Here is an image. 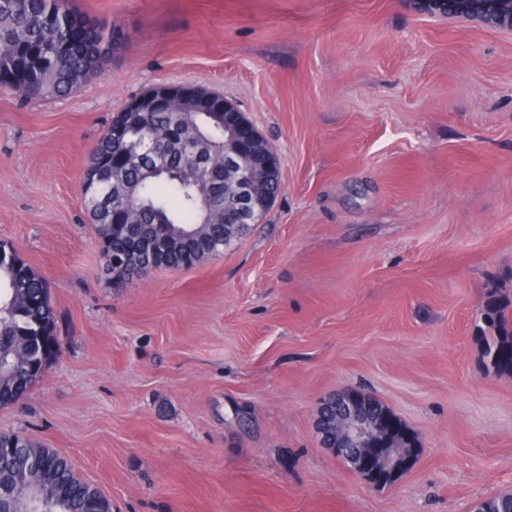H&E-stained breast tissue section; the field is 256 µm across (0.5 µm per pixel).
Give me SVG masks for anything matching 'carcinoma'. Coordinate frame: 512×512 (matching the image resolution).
Returning <instances> with one entry per match:
<instances>
[{
	"label": "carcinoma",
	"mask_w": 512,
	"mask_h": 512,
	"mask_svg": "<svg viewBox=\"0 0 512 512\" xmlns=\"http://www.w3.org/2000/svg\"><path fill=\"white\" fill-rule=\"evenodd\" d=\"M114 42L112 29L87 19L72 0H0V71L10 75L7 87L30 99L66 96L103 67ZM145 126L160 140L156 152H137L126 142H115L105 132L89 152L86 170L100 174L98 186L83 185V201L96 239L107 246L105 256L134 246V238L112 229V212L122 211L140 230L164 235L188 232V240L169 248L167 257L181 267V255L190 251L204 260L214 246H230L249 226L226 224L224 215L208 218L199 202L206 190V172L224 169V125L201 118L202 135L182 127L178 111L160 109L145 117ZM111 192L110 205L96 202L101 190ZM479 328L483 357L497 374L512 376V302L490 294L483 304ZM48 287L34 270L17 279L0 260V349L7 366L0 370V406L16 401L14 385L28 391L44 374L54 353L41 355V342L59 343ZM362 398L387 414L395 424L393 447H419L417 436L382 402ZM0 479L35 480L39 467L51 457L57 482L70 489L61 512H85V500L101 493L79 480L68 460L53 448H43L18 434H0ZM482 512H512V493L477 504Z\"/></svg>",
	"instance_id": "cac0c4a2"
}]
</instances>
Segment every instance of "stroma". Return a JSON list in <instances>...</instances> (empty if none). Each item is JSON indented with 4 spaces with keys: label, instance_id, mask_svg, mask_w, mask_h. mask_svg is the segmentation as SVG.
<instances>
[{
    "label": "stroma",
    "instance_id": "stroma-1",
    "mask_svg": "<svg viewBox=\"0 0 512 512\" xmlns=\"http://www.w3.org/2000/svg\"><path fill=\"white\" fill-rule=\"evenodd\" d=\"M115 33L70 95L0 87V244L61 350L0 432L66 455L112 512H474L512 492V376L476 326L512 297V29L414 0H75ZM159 84L224 95L282 189L220 255L113 284L91 147ZM373 396L419 439L377 488L315 428Z\"/></svg>",
    "mask_w": 512,
    "mask_h": 512
}]
</instances>
